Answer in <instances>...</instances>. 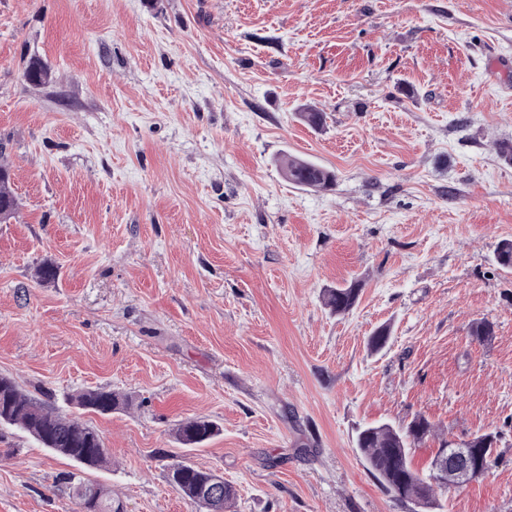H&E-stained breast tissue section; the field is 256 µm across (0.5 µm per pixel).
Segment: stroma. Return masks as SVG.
I'll use <instances>...</instances> for the list:
<instances>
[{"label":"stroma","mask_w":512,"mask_h":512,"mask_svg":"<svg viewBox=\"0 0 512 512\" xmlns=\"http://www.w3.org/2000/svg\"><path fill=\"white\" fill-rule=\"evenodd\" d=\"M38 55L52 78L28 84ZM325 114L309 127L301 108ZM512 0H0V375L97 430L125 512H410L357 427L499 430L437 512H512ZM333 170V190L277 160ZM52 263L55 282L37 269ZM356 285L339 315L326 289ZM493 324L482 343L474 322ZM388 326L386 347L367 348ZM103 388L108 414L76 405ZM221 432L190 448L178 423ZM73 461L0 426V512H75ZM279 163L286 178L294 184L318 191L331 190L336 184L334 172L309 160L284 155ZM11 172L6 165H0V209L4 212L5 220L14 217L18 210L19 201L11 189ZM215 478L213 480V490L219 488L224 481V476L218 472H214ZM168 478L170 484L189 501L197 504L206 509V512H227L229 510L235 497L236 492L231 485L225 484L220 487L219 493L216 496L218 506L216 511H209L210 506L207 502V497L202 496V492L208 485L211 479V470L197 467L184 461H175L169 466ZM209 498L211 497V490L207 492Z\"/></svg>","instance_id":"stroma-1"}]
</instances>
